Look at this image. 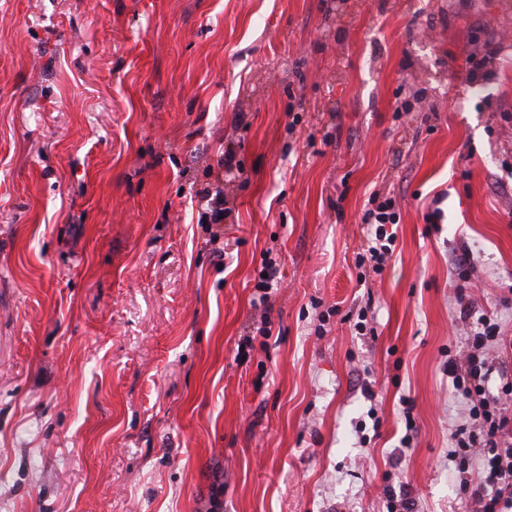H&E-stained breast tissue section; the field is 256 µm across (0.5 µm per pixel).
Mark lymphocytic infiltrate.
Masks as SVG:
<instances>
[{"label":"lymphocytic infiltrate","instance_id":"f902f5d3","mask_svg":"<svg viewBox=\"0 0 512 512\" xmlns=\"http://www.w3.org/2000/svg\"><path fill=\"white\" fill-rule=\"evenodd\" d=\"M399 220L393 198L371 197L361 221L374 228L364 253L373 271H381L392 256L395 235L390 228ZM462 315L473 316L468 309ZM476 319L478 326L470 330L458 357L448 361L453 387L469 418L468 424L449 435L451 455L474 474L467 496L471 512H512V417L488 389L491 376L496 375L504 381L503 393L511 394L512 372L496 352L497 324L484 315Z\"/></svg>","mask_w":512,"mask_h":512}]
</instances>
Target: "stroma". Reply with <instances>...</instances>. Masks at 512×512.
I'll use <instances>...</instances> for the list:
<instances>
[{
    "mask_svg": "<svg viewBox=\"0 0 512 512\" xmlns=\"http://www.w3.org/2000/svg\"><path fill=\"white\" fill-rule=\"evenodd\" d=\"M464 305L512 337V0H0V512H463ZM380 193L372 194L369 203L372 207L364 210L361 221L362 224L374 227V237L368 239L367 249L364 254H359V264L362 265L366 260L371 264L372 270L380 272L387 260L392 256V246L395 241V233L388 232L386 226L390 224L391 230L395 224L399 223L400 217L396 208V202L391 197L379 198ZM279 268L271 259L263 258L260 270H257L258 278H255V290L253 304L263 306L264 310L268 308L269 290L273 288L279 276ZM267 273V278L263 274Z\"/></svg>",
    "mask_w": 512,
    "mask_h": 512,
    "instance_id": "stroma-1",
    "label": "stroma"
}]
</instances>
